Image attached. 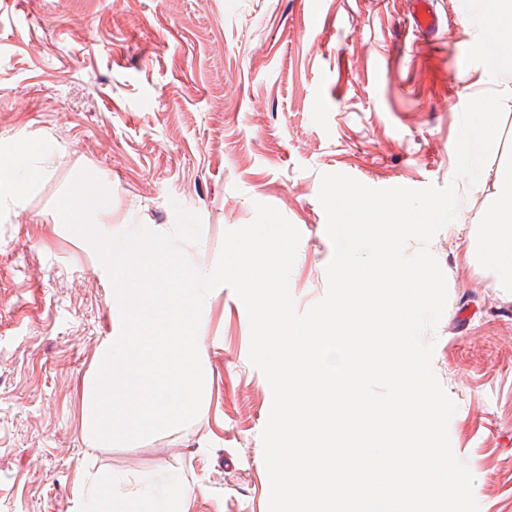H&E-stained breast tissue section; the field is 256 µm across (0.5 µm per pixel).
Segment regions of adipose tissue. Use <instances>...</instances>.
<instances>
[{"label":"adipose tissue","mask_w":512,"mask_h":512,"mask_svg":"<svg viewBox=\"0 0 512 512\" xmlns=\"http://www.w3.org/2000/svg\"><path fill=\"white\" fill-rule=\"evenodd\" d=\"M483 25L494 30L500 47L494 72L512 73V0H486ZM38 145L15 146L0 163V201H20L44 170L35 163ZM482 251L496 287L512 288V166L495 175V193L482 220ZM82 512H190L191 492L179 479L156 481L101 472L80 485Z\"/></svg>","instance_id":"obj_1"}]
</instances>
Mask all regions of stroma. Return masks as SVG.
Here are the masks:
<instances>
[{"label": "stroma", "mask_w": 512, "mask_h": 512, "mask_svg": "<svg viewBox=\"0 0 512 512\" xmlns=\"http://www.w3.org/2000/svg\"><path fill=\"white\" fill-rule=\"evenodd\" d=\"M0 0V157L34 142L46 175L0 203V512H75L85 471L203 485L191 512H268L261 432L272 392L249 361L250 323L227 286L203 330L207 390L188 425L130 447L89 450L83 386L112 328L110 277L54 205L80 171L110 191L103 232L168 233L176 208L202 222L191 263L215 267L226 230L256 203L301 233L298 311L327 290L333 246L322 174L373 188L456 183L455 223L430 249L448 285L433 371L457 411L455 455L480 512H512V293L493 288L466 228L495 170L512 165V110L477 184L454 181L467 102L491 77L482 0Z\"/></svg>", "instance_id": "35a3bbf8"}]
</instances>
